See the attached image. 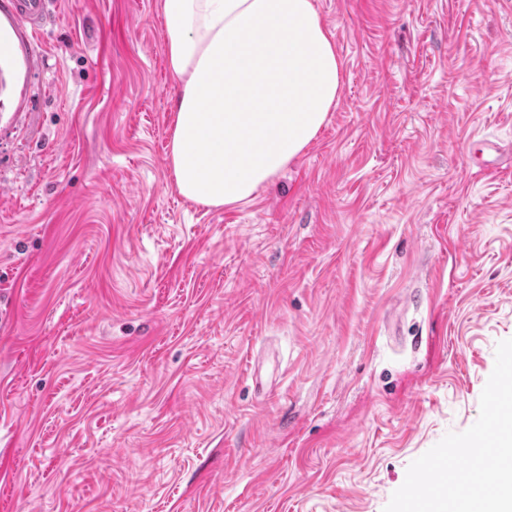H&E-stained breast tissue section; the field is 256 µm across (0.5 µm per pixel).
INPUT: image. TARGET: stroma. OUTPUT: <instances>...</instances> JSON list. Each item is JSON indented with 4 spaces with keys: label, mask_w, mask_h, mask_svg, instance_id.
<instances>
[{
    "label": "stroma",
    "mask_w": 512,
    "mask_h": 512,
    "mask_svg": "<svg viewBox=\"0 0 512 512\" xmlns=\"http://www.w3.org/2000/svg\"><path fill=\"white\" fill-rule=\"evenodd\" d=\"M314 2L327 122L214 209L169 167L162 0H50L0 95V512H383L477 420L512 339V0Z\"/></svg>",
    "instance_id": "1"
}]
</instances>
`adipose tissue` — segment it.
Masks as SVG:
<instances>
[{"label": "adipose tissue", "mask_w": 512, "mask_h": 512, "mask_svg": "<svg viewBox=\"0 0 512 512\" xmlns=\"http://www.w3.org/2000/svg\"><path fill=\"white\" fill-rule=\"evenodd\" d=\"M181 82L168 161L207 207L250 203L316 138L341 63L313 0H163Z\"/></svg>", "instance_id": "ef3b65f1"}]
</instances>
